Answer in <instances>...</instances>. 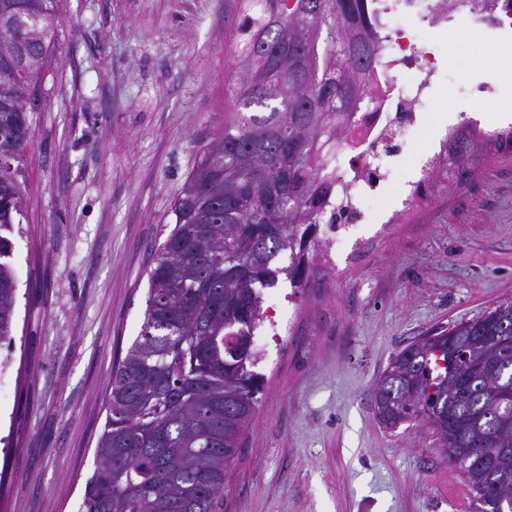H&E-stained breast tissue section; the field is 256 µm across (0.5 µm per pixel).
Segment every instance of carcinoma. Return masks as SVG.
<instances>
[{"label": "carcinoma", "instance_id": "cac0c4a2", "mask_svg": "<svg viewBox=\"0 0 512 512\" xmlns=\"http://www.w3.org/2000/svg\"><path fill=\"white\" fill-rule=\"evenodd\" d=\"M56 0H0V230L23 216L28 105L58 31ZM226 37L232 110L173 200L154 250L140 335L112 368L107 416L82 512H216L257 408L252 336L263 290L310 270L330 162L371 103L380 26L370 0H236ZM31 27L26 54L20 31ZM12 243L0 235V343L12 344ZM288 253L289 264L279 265ZM456 346L458 365L433 351ZM512 300L418 338L375 387L388 430L423 422L463 457L475 512H512Z\"/></svg>", "mask_w": 512, "mask_h": 512}]
</instances>
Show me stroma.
Masks as SVG:
<instances>
[{
  "label": "stroma",
  "instance_id": "stroma-1",
  "mask_svg": "<svg viewBox=\"0 0 512 512\" xmlns=\"http://www.w3.org/2000/svg\"><path fill=\"white\" fill-rule=\"evenodd\" d=\"M56 10L22 165L26 210L9 233L18 289L14 342L0 346V512H79L112 366L144 321L153 251L227 102L229 0ZM443 39L445 85L384 194L364 204L368 241L316 259L304 287L283 278L263 292L265 317L294 311V328L253 341L259 404L217 512H472L432 428L387 430L373 403L400 350L512 299V137L478 130L512 110V40L475 41L463 19ZM463 76L500 82V97L449 95ZM450 112L465 127L407 219L378 231Z\"/></svg>",
  "mask_w": 512,
  "mask_h": 512
}]
</instances>
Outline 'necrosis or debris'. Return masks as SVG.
<instances>
[{"instance_id": "1", "label": "necrosis or debris", "mask_w": 512, "mask_h": 512, "mask_svg": "<svg viewBox=\"0 0 512 512\" xmlns=\"http://www.w3.org/2000/svg\"><path fill=\"white\" fill-rule=\"evenodd\" d=\"M387 23L379 28L380 100L356 117L353 143L339 166L340 179L323 205L348 224L362 204L382 194L391 171L382 157L399 155L403 134L420 127L443 71L434 37L458 19L468 20L474 36H512V0H381ZM415 20L408 28L407 20Z\"/></svg>"}]
</instances>
